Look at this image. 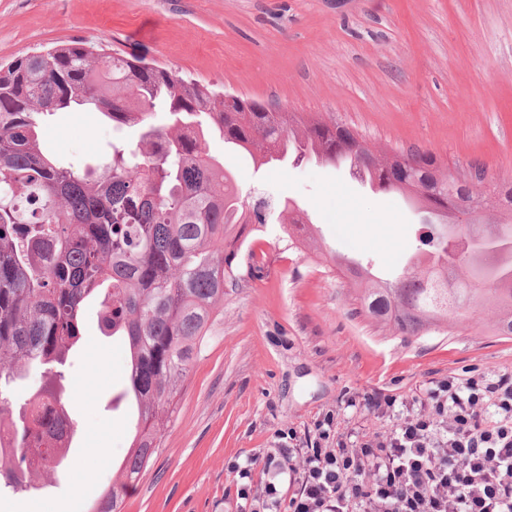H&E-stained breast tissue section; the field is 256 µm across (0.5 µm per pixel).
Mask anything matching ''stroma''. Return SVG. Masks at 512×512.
Here are the masks:
<instances>
[{"label":"stroma","mask_w":512,"mask_h":512,"mask_svg":"<svg viewBox=\"0 0 512 512\" xmlns=\"http://www.w3.org/2000/svg\"><path fill=\"white\" fill-rule=\"evenodd\" d=\"M81 40L143 56L183 77L306 119L349 127L376 150L436 154L450 171L486 167L512 181V0H0V64ZM137 128L97 112L57 114L46 148L89 158ZM245 200L290 198L315 242L290 246L280 225L247 239L264 274L227 290L224 306L179 395L162 446L122 512H239L240 477L262 481L272 448H307L333 416L335 431L370 435L433 383L512 376V339L495 319L398 335L366 317L353 281L322 251L403 273L418 244L417 215L398 193H378L348 170L315 162L255 168L247 154L209 142ZM89 303L86 339L70 359L77 425L67 457L34 493L0 492V512H91L126 458L129 404L107 402L127 384L126 352L99 329Z\"/></svg>","instance_id":"1"}]
</instances>
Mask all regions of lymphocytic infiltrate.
Listing matches in <instances>:
<instances>
[{"label": "lymphocytic infiltrate", "mask_w": 512, "mask_h": 512, "mask_svg": "<svg viewBox=\"0 0 512 512\" xmlns=\"http://www.w3.org/2000/svg\"><path fill=\"white\" fill-rule=\"evenodd\" d=\"M391 430L353 442L322 431L309 448H275L264 481L239 496L248 512H512V378L437 382Z\"/></svg>", "instance_id": "lymphocytic-infiltrate-1"}]
</instances>
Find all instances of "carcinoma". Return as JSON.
<instances>
[{"label":"carcinoma","mask_w":512,"mask_h":512,"mask_svg":"<svg viewBox=\"0 0 512 512\" xmlns=\"http://www.w3.org/2000/svg\"><path fill=\"white\" fill-rule=\"evenodd\" d=\"M226 99L212 87L140 56L107 53L82 41L60 43L0 68V480L15 492L59 464L76 426L62 398L69 354L83 340L87 302L100 297V330L129 351L137 418L120 475L93 512H122L129 487L157 454L176 412L180 384L224 301L225 290L261 262L240 256L244 232L260 231L268 205L246 206L233 174L206 141L247 151L257 166L285 156L334 165L344 158L405 195L422 217L415 270L394 281L331 254L364 285L368 317L405 336L440 326L475 300L497 316L494 335L512 336V182L485 189L456 176L429 151L375 153L352 130L305 120L275 104ZM91 105L115 128L140 130L92 162L52 157L42 125L72 106ZM168 125L154 122L157 110ZM499 200L495 222L448 233L450 214L478 213ZM42 386L25 394L29 369Z\"/></svg>","instance_id":"1"}]
</instances>
